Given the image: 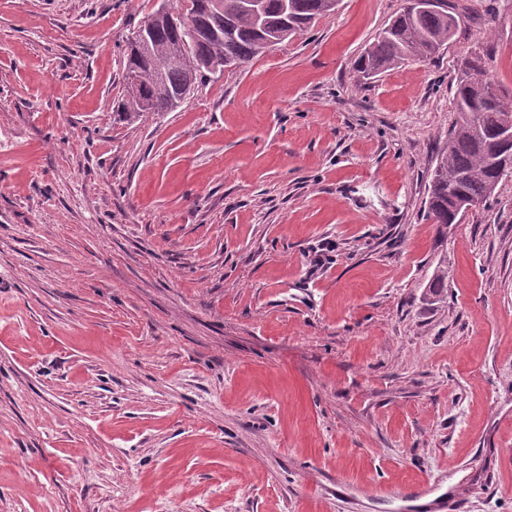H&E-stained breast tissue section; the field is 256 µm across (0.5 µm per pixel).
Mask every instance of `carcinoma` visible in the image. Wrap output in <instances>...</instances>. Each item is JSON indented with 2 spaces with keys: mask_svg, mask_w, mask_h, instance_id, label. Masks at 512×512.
<instances>
[{
  "mask_svg": "<svg viewBox=\"0 0 512 512\" xmlns=\"http://www.w3.org/2000/svg\"><path fill=\"white\" fill-rule=\"evenodd\" d=\"M339 0H191L196 37L190 51L180 49L183 26L166 16L154 19L145 44L128 41L123 78L135 80L138 93H124L113 108L126 119L171 112L199 84L250 63L288 38L306 31L318 18L336 11ZM460 13L449 0L415 12L402 10L357 58L364 80L411 58L433 59L453 37ZM488 54L466 58L457 79L455 125L437 156L428 188L427 218L434 224H459L467 215L460 202L485 207L512 169L490 164L497 150L512 152L504 137L512 119V99L484 68Z\"/></svg>",
  "mask_w": 512,
  "mask_h": 512,
  "instance_id": "carcinoma-1",
  "label": "carcinoma"
}]
</instances>
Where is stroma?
Returning a JSON list of instances; mask_svg holds the SVG:
<instances>
[{"instance_id": "1", "label": "stroma", "mask_w": 512, "mask_h": 512, "mask_svg": "<svg viewBox=\"0 0 512 512\" xmlns=\"http://www.w3.org/2000/svg\"><path fill=\"white\" fill-rule=\"evenodd\" d=\"M455 3L370 83L402 0L126 122L157 0H0V512H512V181L424 216L464 57L512 96V17ZM439 1L443 3L437 9L415 12L403 8L358 56L355 70L360 77L374 79L385 69L411 58L431 60L438 56L455 35L461 15L448 0Z\"/></svg>"}]
</instances>
